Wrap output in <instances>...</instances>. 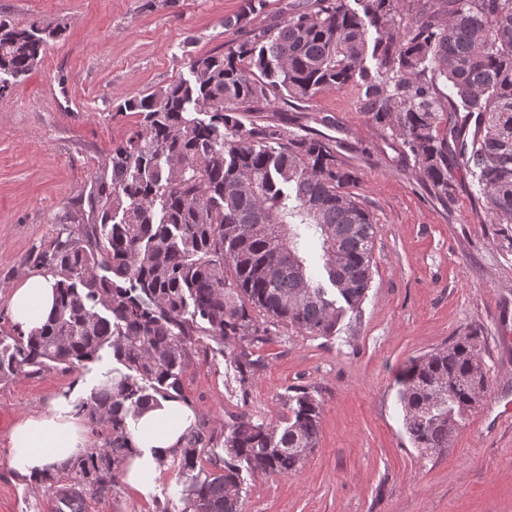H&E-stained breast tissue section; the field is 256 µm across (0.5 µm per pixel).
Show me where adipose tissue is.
<instances>
[{
	"label": "adipose tissue",
	"mask_w": 512,
	"mask_h": 512,
	"mask_svg": "<svg viewBox=\"0 0 512 512\" xmlns=\"http://www.w3.org/2000/svg\"><path fill=\"white\" fill-rule=\"evenodd\" d=\"M55 279L29 273L10 296L11 314L24 330L41 326L55 303ZM76 394L20 422L10 434L9 466L20 475L39 478L77 457L86 441L76 414ZM195 424V414L178 399H162L130 419L132 452L124 464L125 482L148 493L165 463L180 448Z\"/></svg>",
	"instance_id": "adipose-tissue-1"
}]
</instances>
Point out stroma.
<instances>
[{
	"label": "stroma",
	"mask_w": 512,
	"mask_h": 512,
	"mask_svg": "<svg viewBox=\"0 0 512 512\" xmlns=\"http://www.w3.org/2000/svg\"><path fill=\"white\" fill-rule=\"evenodd\" d=\"M243 0H0L17 26L61 20L67 29L27 78L0 97V329L12 330L9 297L34 271L29 254L57 232L88 224L87 196L112 148L136 130L125 99L189 79L192 57L236 44L243 29L280 18V0L226 26ZM351 83L306 102L242 112L244 124L331 142L355 174L349 187L376 222L372 279L360 313L329 336L281 329L254 352L264 365L249 384L223 347L196 340L182 399L203 435L201 460L224 453V425L246 413L279 420L289 390L322 404L317 448L296 473L244 476L241 512H512V252L499 243L471 176L453 174L439 200L400 140L369 121ZM489 387L440 454L415 448L404 429L398 377L406 365L471 329ZM83 367L0 379V512H44L49 485L8 466L20 421L86 385ZM183 480L169 459L153 490L124 482L93 491L86 512H182Z\"/></svg>",
	"instance_id": "35a3bbf8"
}]
</instances>
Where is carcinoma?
<instances>
[{
  "label": "carcinoma",
  "mask_w": 512,
  "mask_h": 512,
  "mask_svg": "<svg viewBox=\"0 0 512 512\" xmlns=\"http://www.w3.org/2000/svg\"><path fill=\"white\" fill-rule=\"evenodd\" d=\"M266 2L245 0L227 20L245 37L193 57L191 79L124 101L120 109L140 119L92 185L94 223L58 233L27 258L55 276L56 305L40 327L0 336V379L118 364L78 404L103 426L101 445L40 483L112 489L130 450L129 414L182 395L193 337L225 346L245 385L260 363L250 348L274 328L329 336L363 303L376 229L347 191L354 176L336 147L286 138L272 124L248 128L237 112L361 84L368 119L401 140L439 198L451 199L458 168L476 180L512 250V0H426L407 18L403 0H312L246 29ZM65 29L1 17L0 73L25 77ZM257 310L270 325L258 323ZM478 339L472 330L404 370L398 400L415 447L445 451L478 406L471 379L487 375ZM320 413L303 390L288 396L277 422L232 417L215 470L199 465L200 438L188 434L182 512H240L242 473L296 471L318 444Z\"/></svg>",
  "instance_id": "1"
}]
</instances>
